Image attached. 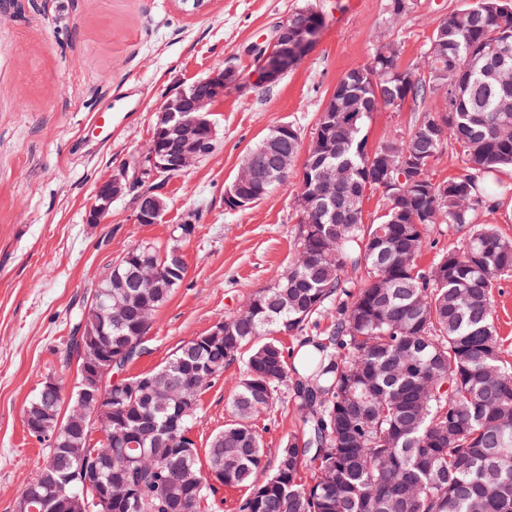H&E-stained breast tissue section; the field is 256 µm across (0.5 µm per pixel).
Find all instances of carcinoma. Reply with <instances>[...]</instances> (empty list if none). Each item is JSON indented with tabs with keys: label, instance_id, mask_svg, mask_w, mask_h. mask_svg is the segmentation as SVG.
I'll use <instances>...</instances> for the list:
<instances>
[{
	"label": "carcinoma",
	"instance_id": "carcinoma-1",
	"mask_svg": "<svg viewBox=\"0 0 512 512\" xmlns=\"http://www.w3.org/2000/svg\"><path fill=\"white\" fill-rule=\"evenodd\" d=\"M412 0H388L385 24L408 15ZM303 29L321 26L312 7L291 14ZM336 111L320 113L303 158L300 230L288 267L224 320V336H196L134 395L112 384V422L102 435L72 437L89 417L61 412L65 383L40 388L26 414L45 413L44 465L25 484L45 496L70 482L80 489L85 456L96 454L112 482V512H200L217 493L186 447L199 396L246 355L232 398L234 420L207 448L224 487H244L237 512H512V353L500 344L492 298L512 271V240L488 217L512 186V0H475L445 13L423 50V69L397 65V46L377 41L370 62L334 88ZM412 128L369 143L381 108L402 103ZM282 137L298 158L297 129L275 127L252 148ZM452 151L460 172L435 179L434 162ZM248 197L268 195L289 174L259 159ZM336 172L337 197L320 194L322 172ZM379 195L370 223L363 207ZM466 231L461 244L423 269L417 256L434 227ZM179 224L165 249L145 245L116 259L97 283L78 325L112 339L115 370L148 353L153 315L187 274ZM360 274L355 281L347 272ZM112 295L122 308L93 310ZM339 297L326 342L294 364L279 342L303 331ZM299 398L304 427L266 459L251 420L281 388ZM264 479L257 475L265 470Z\"/></svg>",
	"mask_w": 512,
	"mask_h": 512
}]
</instances>
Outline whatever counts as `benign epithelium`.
Instances as JSON below:
<instances>
[{
  "mask_svg": "<svg viewBox=\"0 0 512 512\" xmlns=\"http://www.w3.org/2000/svg\"><path fill=\"white\" fill-rule=\"evenodd\" d=\"M317 33L315 28L298 29L281 21L271 39L264 45L251 48L258 63V77L263 83L277 81L288 65H296L303 57L311 40ZM207 90L199 91L190 86L165 98L156 108L155 133L158 137L172 140L177 144L176 151L170 153L156 140H151L146 153L133 166L123 168L102 182L96 190L95 203L89 210L87 223L104 224L109 219L112 203L127 194L131 187L139 183L143 190L137 196L135 222L138 224L159 223L167 207L166 198L147 183L158 178H171L182 174L192 165L207 158L215 149L217 131L212 120L213 112L224 100V92L239 82L237 68L227 65L216 69L200 79ZM252 176L251 168L241 167L232 184L225 188V204L234 209L245 207V202L256 203L258 198L240 196L243 182ZM89 349L96 356V363L89 367L82 379V393L92 394L96 402L92 407L90 422L98 420L112 409V388L108 387V374L112 362V348L97 339L89 340ZM83 495L92 497L91 504L97 512H110L112 508V488L85 483Z\"/></svg>",
  "mask_w": 512,
  "mask_h": 512,
  "instance_id": "1",
  "label": "benign epithelium"
}]
</instances>
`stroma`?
<instances>
[{
  "label": "stroma",
  "mask_w": 512,
  "mask_h": 512,
  "mask_svg": "<svg viewBox=\"0 0 512 512\" xmlns=\"http://www.w3.org/2000/svg\"><path fill=\"white\" fill-rule=\"evenodd\" d=\"M471 0H417L390 35L400 66L422 63L440 17ZM314 4L326 22L301 61L260 84L248 48ZM386 0H0V512L46 459L23 411L49 376L73 385L63 353L90 290L112 263L141 244L165 245L191 222L187 275L156 312L148 355L129 374L151 372L188 340L243 310L287 266L299 233L298 177L242 211L224 208V189L243 157L287 123L310 142L339 79L369 63ZM234 64L239 85L213 120L214 152L164 185L159 224L134 221V198L112 205L106 224L87 213L97 184L147 150L156 108L213 70ZM242 360L199 397L192 436L205 450L232 418ZM253 426L274 457L303 428L292 388L281 389Z\"/></svg>",
  "instance_id": "1"
}]
</instances>
